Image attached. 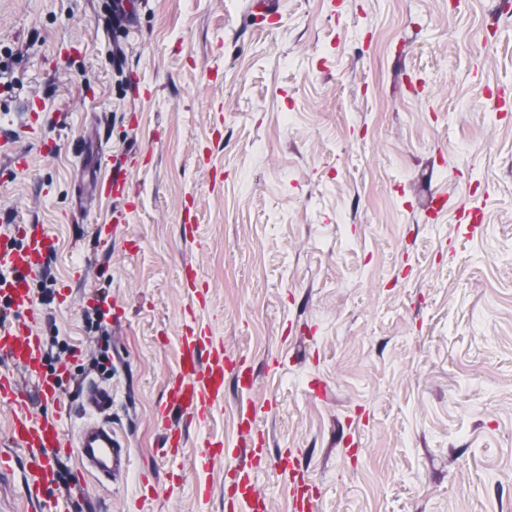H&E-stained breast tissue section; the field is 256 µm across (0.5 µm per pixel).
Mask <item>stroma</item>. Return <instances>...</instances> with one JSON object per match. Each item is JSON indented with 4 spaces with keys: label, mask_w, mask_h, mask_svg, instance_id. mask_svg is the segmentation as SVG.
Returning a JSON list of instances; mask_svg holds the SVG:
<instances>
[{
    "label": "stroma",
    "mask_w": 512,
    "mask_h": 512,
    "mask_svg": "<svg viewBox=\"0 0 512 512\" xmlns=\"http://www.w3.org/2000/svg\"><path fill=\"white\" fill-rule=\"evenodd\" d=\"M270 2L258 24L249 0H140L117 30L103 0H0V133L42 103L27 167L0 156V236L54 235L34 321L71 348L65 396L111 385L128 446L127 473L72 512H224L237 459L203 489L197 454L234 445L245 399L271 512H291L288 449L317 512H512V0ZM93 132L138 161L106 243L116 204L79 157ZM188 266L209 289L197 325L255 385L227 381L166 456L154 414ZM103 292L120 318L101 334Z\"/></svg>",
    "instance_id": "35a3bbf8"
}]
</instances>
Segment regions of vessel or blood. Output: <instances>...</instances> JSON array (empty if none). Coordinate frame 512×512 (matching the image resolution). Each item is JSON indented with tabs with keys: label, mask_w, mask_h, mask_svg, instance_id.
Segmentation results:
<instances>
[{
	"label": "vessel or blood",
	"mask_w": 512,
	"mask_h": 512,
	"mask_svg": "<svg viewBox=\"0 0 512 512\" xmlns=\"http://www.w3.org/2000/svg\"><path fill=\"white\" fill-rule=\"evenodd\" d=\"M105 167L97 188L107 199L126 200L135 154L112 157L98 152ZM13 240H0V304H5L16 321L0 322V409L10 415L8 443L23 453V485L32 512H69L70 497L55 496L60 483L57 460L69 449H77L83 468L104 480L123 473L127 463L124 443L112 432V391L95 383L82 393V407L89 418L74 432L64 433L61 418L73 408L64 397L60 382L68 365L49 368L39 332L25 322L35 308L32 275L46 264L56 240L40 224L13 225ZM177 372L166 384V399L156 411L165 429L169 452H177L186 430L204 426L214 407L224 399V382L234 376L239 389L249 392L255 379L243 357L230 356L222 344L205 331L186 327L176 349ZM52 404L54 414L34 415L33 400ZM237 450L257 460L266 455L257 437V421L251 403L237 410ZM291 486L292 512H313L314 498L293 456L277 460ZM230 512H269V503L257 490L249 469H227Z\"/></svg>",
	"instance_id": "b4317fda"
}]
</instances>
